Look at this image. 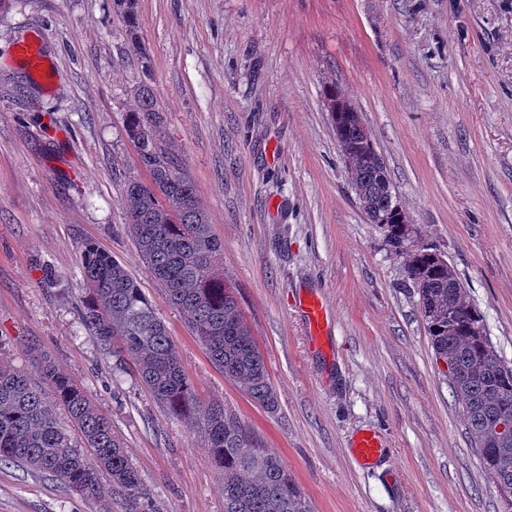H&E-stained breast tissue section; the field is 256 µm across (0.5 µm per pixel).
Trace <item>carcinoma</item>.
Returning a JSON list of instances; mask_svg holds the SVG:
<instances>
[{"label":"carcinoma","mask_w":512,"mask_h":512,"mask_svg":"<svg viewBox=\"0 0 512 512\" xmlns=\"http://www.w3.org/2000/svg\"><path fill=\"white\" fill-rule=\"evenodd\" d=\"M112 7L122 18L132 51L141 58L142 72L125 132L146 176H130L123 184L125 224L138 255L213 364L273 413L278 401L264 358L218 269L223 243L176 146L166 138L149 60L137 41L135 0H112ZM341 96L336 83L326 87L336 139L348 147L342 154L347 171L364 195L371 223L384 229L395 251L404 256L408 225L398 222L395 187L385 161L376 155L363 157L371 133L357 113L336 111ZM436 256L429 245L418 243L405 270L406 281L419 295L435 358L449 367V387L462 404L484 470L496 485H512V442L496 446L490 434L498 416L512 410V369L501 368L483 316L453 266ZM79 263L90 295L83 312L89 333L117 362L131 357L141 383L172 415H194L197 395L173 338L124 264L94 241L81 246ZM37 374L35 383L28 372L0 358V465L23 464L58 478L86 498L110 497L119 512H159L111 422L84 389L47 358ZM58 408L79 429L94 461L76 449L60 426ZM201 428L212 463L224 470V512H313L280 458L263 448L236 414L212 404L205 407Z\"/></svg>","instance_id":"obj_1"}]
</instances>
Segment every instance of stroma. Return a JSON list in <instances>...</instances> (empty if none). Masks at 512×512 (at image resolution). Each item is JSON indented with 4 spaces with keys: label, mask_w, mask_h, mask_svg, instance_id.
<instances>
[{
    "label": "stroma",
    "mask_w": 512,
    "mask_h": 512,
    "mask_svg": "<svg viewBox=\"0 0 512 512\" xmlns=\"http://www.w3.org/2000/svg\"><path fill=\"white\" fill-rule=\"evenodd\" d=\"M166 132L224 244L279 407L211 362L139 258L121 190L137 56L112 0H0V355L49 358L109 418L159 512H224V473L85 329L78 252L121 260L202 405L283 461L313 512H512L471 446L404 260L359 207L323 89L360 113L419 240L454 267L512 367V0H136ZM34 35L54 86L14 44ZM324 302L316 344L299 307ZM366 430L384 452L351 455ZM0 512H117L0 465Z\"/></svg>",
    "instance_id": "obj_1"
}]
</instances>
